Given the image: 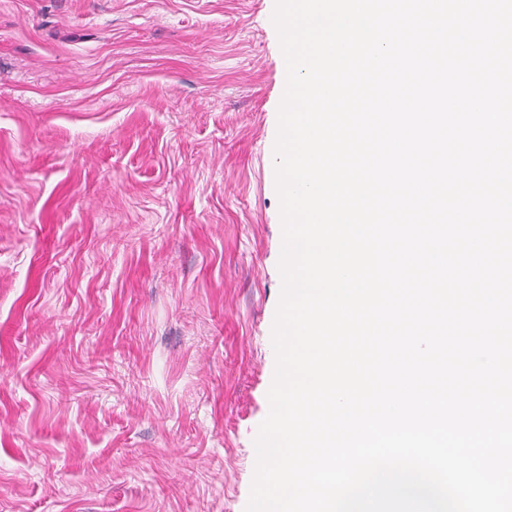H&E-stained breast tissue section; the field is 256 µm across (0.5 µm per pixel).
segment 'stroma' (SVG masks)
I'll return each instance as SVG.
<instances>
[{
    "label": "stroma",
    "mask_w": 512,
    "mask_h": 512,
    "mask_svg": "<svg viewBox=\"0 0 512 512\" xmlns=\"http://www.w3.org/2000/svg\"><path fill=\"white\" fill-rule=\"evenodd\" d=\"M275 0H0V512H246Z\"/></svg>",
    "instance_id": "obj_1"
}]
</instances>
